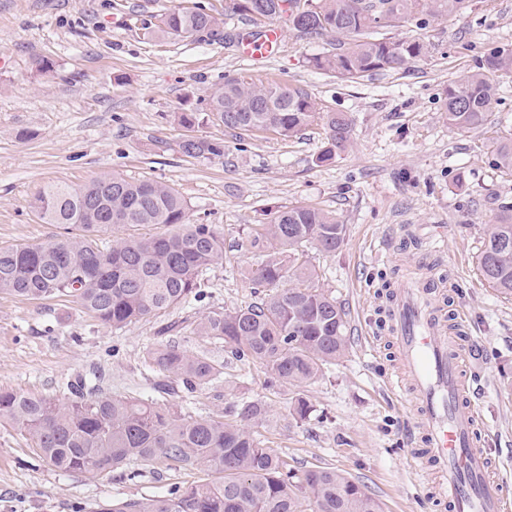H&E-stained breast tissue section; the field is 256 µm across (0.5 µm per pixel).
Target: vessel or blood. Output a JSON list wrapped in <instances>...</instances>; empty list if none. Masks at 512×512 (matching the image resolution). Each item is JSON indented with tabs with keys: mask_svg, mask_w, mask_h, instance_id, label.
<instances>
[{
	"mask_svg": "<svg viewBox=\"0 0 512 512\" xmlns=\"http://www.w3.org/2000/svg\"><path fill=\"white\" fill-rule=\"evenodd\" d=\"M280 24L238 43L241 55L266 57L282 48ZM442 286L419 276L403 282L387 305L389 343L397 362L395 388L416 397L409 458L434 479L433 495L445 512H512V487L492 472L486 436L467 394V347L460 310L444 312Z\"/></svg>",
	"mask_w": 512,
	"mask_h": 512,
	"instance_id": "obj_1",
	"label": "vessel or blood"
}]
</instances>
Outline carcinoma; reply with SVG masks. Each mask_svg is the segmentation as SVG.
Wrapping results in <instances>:
<instances>
[{
  "label": "carcinoma",
  "mask_w": 512,
  "mask_h": 512,
  "mask_svg": "<svg viewBox=\"0 0 512 512\" xmlns=\"http://www.w3.org/2000/svg\"><path fill=\"white\" fill-rule=\"evenodd\" d=\"M232 12L250 20L288 19L304 35L332 36V49L308 59L316 70L341 80L376 72L404 71L428 46L376 37L418 15L452 16L466 0H230ZM221 19L212 11L175 8L162 15L159 30L172 36L213 31ZM512 74V48L498 47L476 71L459 76L446 91L445 120L456 129L485 125L499 79ZM192 128L220 122L230 131H273L293 137L322 123L326 142L320 163L347 150L352 119L317 108L308 92L276 82H224L205 112L180 116ZM184 155L210 160L224 144L192 136ZM499 168L512 173V137L493 143ZM45 224L68 232L36 244L0 247V294L27 299L75 298L101 325L121 330L151 314L199 300L204 273L224 256V228L188 223L184 199L151 179L114 174L73 188L47 186L32 201ZM176 227L164 236H128L102 245V235L126 225ZM347 225L310 206L279 210L268 224H254L250 244L267 251L247 272L255 288H268L245 307L215 310L192 332L224 343L238 361L259 365L268 388L292 387L290 415L310 417L312 406L298 389L323 377L347 353V315L320 283L312 252L334 253ZM484 280L512 297V205L498 208L476 256ZM145 365L156 374L153 395H122L83 378L67 384L59 398L0 389V420L25 435L49 466L94 479L107 469L133 480L140 467L164 462L178 470L218 473L213 480L174 487L151 498L114 502L103 512H382L366 488L329 467L301 474L253 428L274 422L270 405L243 397L224 412L192 415L183 407L222 371L203 355L176 346L149 352Z\"/></svg>",
  "instance_id": "obj_1"
}]
</instances>
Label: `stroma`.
Wrapping results in <instances>:
<instances>
[{
    "mask_svg": "<svg viewBox=\"0 0 512 512\" xmlns=\"http://www.w3.org/2000/svg\"><path fill=\"white\" fill-rule=\"evenodd\" d=\"M223 9L224 0H0V246L59 234L33 198L48 185L81 187L115 173L174 189L193 224L224 229V257L208 270L203 298L159 311L121 330L100 325L72 299L0 295V388L59 395L68 381L101 375L113 392L149 391L144 363L161 345L207 356L221 378L188 409L207 414L241 396L261 397L281 416L259 429L265 445L302 472L331 467L364 484L383 512H435L431 480L412 471L407 435L412 394L391 391L396 365L381 305L410 273L455 271L450 302L464 315L474 353L468 383L504 482L512 485V299L482 278L476 254L497 203H512V175L492 143L512 133V78H502L483 128L444 119L446 89L494 48L512 45V0H468L463 13L414 19L388 37L426 43L404 72L343 81L309 66L329 40L287 29L281 52L257 64L236 51L262 22L232 15L215 34L148 33L176 7ZM52 61L50 72L36 70ZM274 81L308 91L319 107L351 117L352 144L321 163L325 133L312 125L288 138L271 131L233 136L222 125L195 135L222 142L211 160L185 156L179 117L200 112L224 81ZM311 206L347 226L343 246L318 253L320 280L348 313L349 350L302 393L313 408L298 423L292 390L267 389L259 365L232 358L222 342L192 334L203 314L256 295L243 276L255 264L251 225L288 206ZM163 464L129 480L108 470L88 480L39 459L0 422V512H100L104 503L151 498L202 480Z\"/></svg>",
    "mask_w": 512,
    "mask_h": 512,
    "instance_id": "35a3bbf8",
    "label": "stroma"
}]
</instances>
